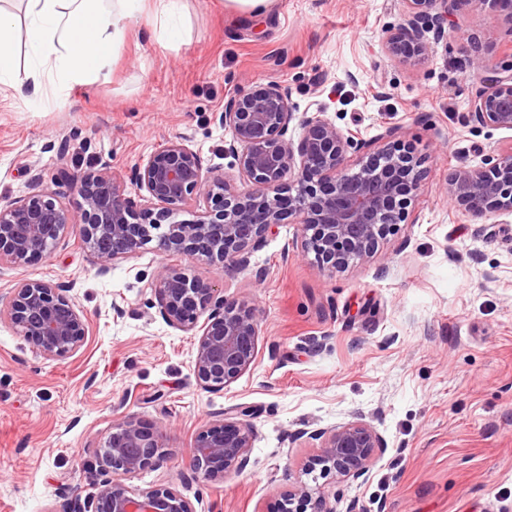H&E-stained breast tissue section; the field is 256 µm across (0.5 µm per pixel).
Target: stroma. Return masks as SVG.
Returning a JSON list of instances; mask_svg holds the SVG:
<instances>
[{
	"mask_svg": "<svg viewBox=\"0 0 512 512\" xmlns=\"http://www.w3.org/2000/svg\"><path fill=\"white\" fill-rule=\"evenodd\" d=\"M402 13L401 0H279L263 15L183 0L179 39L149 15L127 20L110 73L46 92L45 111L0 86L2 200L53 191L76 208L60 168L106 162L125 179L181 137L238 178L214 116L271 81L288 85L293 112L364 140L399 126L424 173L408 222L340 271L303 253L285 223L243 269L170 259L151 241L102 276L73 226L1 276L0 294L26 278L74 282L88 334L50 360L0 323V512H61L67 492L94 496L88 466L124 415L166 422L169 436L166 465L125 484L176 487L198 512H272L278 490L313 480L335 512H512V215L475 218L447 193L453 169L512 145V131L471 113L486 68L512 64V8L455 12L416 61L385 50ZM168 262L258 311L256 363L222 390L195 378L197 336L158 313L149 284ZM233 407L252 412L247 467L190 478L196 433ZM351 421L387 443L368 474L307 475L310 433Z\"/></svg>",
	"mask_w": 512,
	"mask_h": 512,
	"instance_id": "stroma-1",
	"label": "stroma"
}]
</instances>
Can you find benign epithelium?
<instances>
[{
    "instance_id": "obj_1",
    "label": "benign epithelium",
    "mask_w": 512,
    "mask_h": 512,
    "mask_svg": "<svg viewBox=\"0 0 512 512\" xmlns=\"http://www.w3.org/2000/svg\"><path fill=\"white\" fill-rule=\"evenodd\" d=\"M402 2L401 22L389 31L386 49L393 58L421 59L429 50L428 34L443 36L448 15L473 0ZM471 112L483 124L512 130V68L485 77L471 99ZM293 119L291 90L275 81L228 98L224 111L216 113L215 120L230 133L224 153L237 161L250 183L247 190L204 168L186 137L166 142L146 164L131 169L134 198L125 194L106 163L77 176L61 169L57 179L71 183L80 197L77 212L55 192L0 202V276L49 253L74 224L81 226L84 248L101 275L154 238L168 257L192 256L243 268L251 250L290 217L301 227V249L313 252L326 268L343 269L353 260L373 257L379 240L407 219V207L420 188L419 158L401 149L395 140L397 125L386 128L380 135L386 143L378 147L318 115L299 119L301 133L294 140L288 137ZM352 149L363 151L355 165L348 157ZM449 194L477 218L511 214L512 146L498 149L485 167L457 168L449 179ZM192 202L198 207L196 218L178 219ZM73 288L72 283L18 281L7 296L0 295V323L23 336L35 353L64 359L83 346L88 332ZM151 290L171 327L199 335L193 371L204 387L222 389L255 364L260 336L256 309L168 264L158 271ZM253 435L245 407L202 428L193 441L192 476L219 481L230 470L243 469ZM310 438L321 441L312 460L321 466V475L354 480L366 475L376 452L386 447L383 437L362 422L316 430ZM167 445L164 424L117 419L89 473L98 488L96 498L83 501L73 492L63 512H196L174 487L135 493L123 482L125 476L163 467ZM278 496L277 512H335L324 493L305 482Z\"/></svg>"
}]
</instances>
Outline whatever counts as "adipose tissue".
<instances>
[{
  "label": "adipose tissue",
  "mask_w": 512,
  "mask_h": 512,
  "mask_svg": "<svg viewBox=\"0 0 512 512\" xmlns=\"http://www.w3.org/2000/svg\"><path fill=\"white\" fill-rule=\"evenodd\" d=\"M22 13L0 7V85L28 92L41 105L42 89L64 94L107 70L125 33L124 22L150 12L169 37L180 0H23ZM26 37L27 63L13 49L17 32Z\"/></svg>",
  "instance_id": "obj_1"
}]
</instances>
